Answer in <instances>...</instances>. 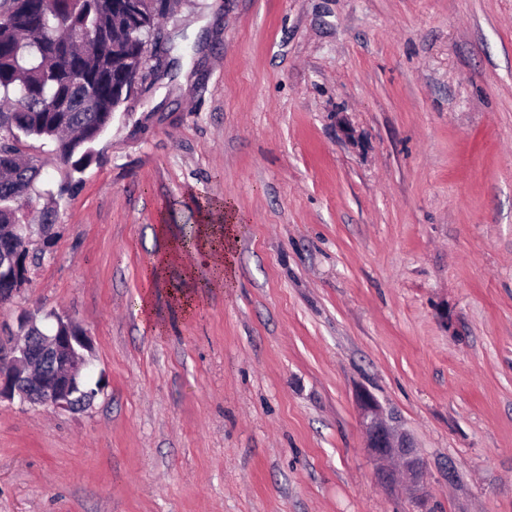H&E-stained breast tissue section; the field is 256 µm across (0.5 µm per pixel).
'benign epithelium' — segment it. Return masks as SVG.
<instances>
[{
  "mask_svg": "<svg viewBox=\"0 0 512 512\" xmlns=\"http://www.w3.org/2000/svg\"><path fill=\"white\" fill-rule=\"evenodd\" d=\"M46 318L55 321L49 332L28 313L17 318L23 335L0 336V401L16 399L23 405L50 406L62 412L85 409L96 396L83 384V376L93 369L92 340L66 316L49 313ZM357 405L378 481L393 489L402 471L413 497L421 499L423 460L412 437L371 393L360 392Z\"/></svg>",
  "mask_w": 512,
  "mask_h": 512,
  "instance_id": "benign-epithelium-1",
  "label": "benign epithelium"
}]
</instances>
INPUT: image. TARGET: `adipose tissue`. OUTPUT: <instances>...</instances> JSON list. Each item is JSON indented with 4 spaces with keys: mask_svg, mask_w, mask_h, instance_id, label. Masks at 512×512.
<instances>
[{
    "mask_svg": "<svg viewBox=\"0 0 512 512\" xmlns=\"http://www.w3.org/2000/svg\"><path fill=\"white\" fill-rule=\"evenodd\" d=\"M199 218V224L194 227L193 244L185 251L177 248L176 240L169 235L166 226H158L157 234L163 239L164 247L155 260L153 276H164L168 267L180 260L184 263V278L193 279L195 270L193 266L185 264L184 257L202 252L210 259L216 284L225 285L233 281L236 267L234 241L238 222L236 205L230 200L203 205Z\"/></svg>",
    "mask_w": 512,
    "mask_h": 512,
    "instance_id": "adipose-tissue-1",
    "label": "adipose tissue"
}]
</instances>
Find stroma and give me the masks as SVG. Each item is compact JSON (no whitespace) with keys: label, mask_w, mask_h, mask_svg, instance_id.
Instances as JSON below:
<instances>
[{"label":"stroma","mask_w":512,"mask_h":512,"mask_svg":"<svg viewBox=\"0 0 512 512\" xmlns=\"http://www.w3.org/2000/svg\"><path fill=\"white\" fill-rule=\"evenodd\" d=\"M73 195L50 146L29 281L105 385L0 403V512H411L356 394L415 439L427 512H512V0H172ZM243 218L231 286L184 317L145 277L196 200ZM153 290L154 334L133 301Z\"/></svg>","instance_id":"obj_1"}]
</instances>
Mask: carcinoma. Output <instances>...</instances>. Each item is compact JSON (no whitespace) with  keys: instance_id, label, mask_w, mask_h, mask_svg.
<instances>
[{"instance_id":"cac0c4a2","label":"carcinoma","mask_w":512,"mask_h":512,"mask_svg":"<svg viewBox=\"0 0 512 512\" xmlns=\"http://www.w3.org/2000/svg\"><path fill=\"white\" fill-rule=\"evenodd\" d=\"M161 14L151 0H0V256L18 223L10 203L36 190L39 168L22 160L30 140L53 146L69 181L96 155L93 144L126 100L115 91L137 68Z\"/></svg>"}]
</instances>
